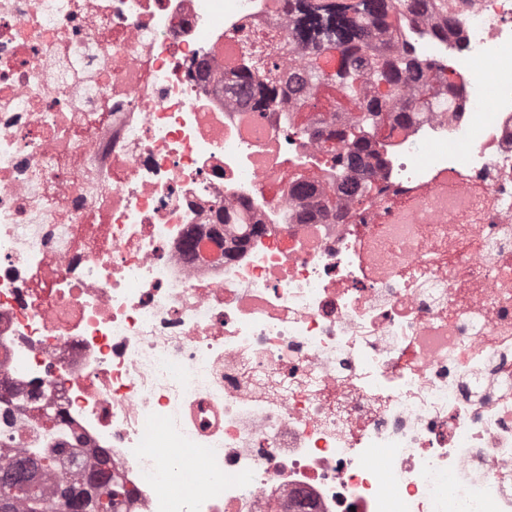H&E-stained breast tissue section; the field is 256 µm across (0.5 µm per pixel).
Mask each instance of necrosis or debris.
<instances>
[{
    "label": "necrosis or debris",
    "mask_w": 512,
    "mask_h": 512,
    "mask_svg": "<svg viewBox=\"0 0 512 512\" xmlns=\"http://www.w3.org/2000/svg\"><path fill=\"white\" fill-rule=\"evenodd\" d=\"M451 2L400 28L451 110L302 224L328 144L224 93L285 0H0L10 448L113 512H512V0Z\"/></svg>",
    "instance_id": "4bbe7bcc"
}]
</instances>
